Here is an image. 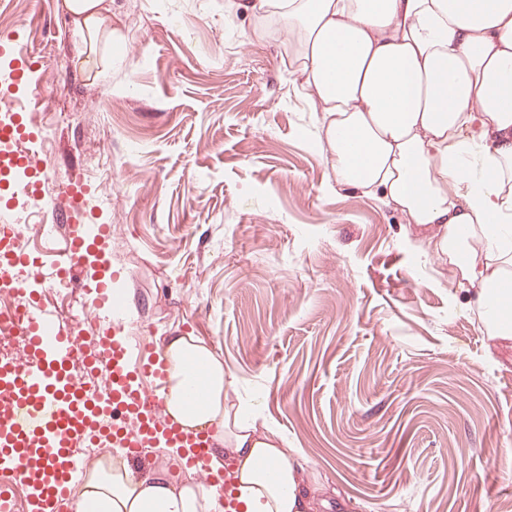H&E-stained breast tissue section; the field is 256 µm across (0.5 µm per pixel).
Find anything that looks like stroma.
Listing matches in <instances>:
<instances>
[{"label": "stroma", "mask_w": 512, "mask_h": 512, "mask_svg": "<svg viewBox=\"0 0 512 512\" xmlns=\"http://www.w3.org/2000/svg\"><path fill=\"white\" fill-rule=\"evenodd\" d=\"M241 0H110L86 44L63 0H0L58 190L112 227L123 328L210 344L259 430L298 452L313 512L512 504V341L381 200L338 187L284 40Z\"/></svg>", "instance_id": "obj_1"}]
</instances>
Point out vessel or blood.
I'll return each mask as SVG.
<instances>
[{
    "label": "vessel or blood",
    "instance_id": "b4317fda",
    "mask_svg": "<svg viewBox=\"0 0 512 512\" xmlns=\"http://www.w3.org/2000/svg\"><path fill=\"white\" fill-rule=\"evenodd\" d=\"M28 130L24 117L0 122V144H16L14 164L20 168L32 163L22 148ZM47 212L65 228L63 258L54 268L72 286L84 287L86 268L102 263L112 227L99 225L91 236L55 205ZM21 260L0 247V304L23 291L30 305L22 351L0 361V512H16L20 487L28 492L31 512H58L77 473L118 457L146 456L151 448L193 449L198 487L228 494L231 481L216 478L207 465L210 437L175 422L150 385V378L164 375L150 348L122 336L121 323L104 328L106 312L87 306L84 318L100 330L95 352L86 354V338L73 325L52 326L50 309L17 272ZM79 359L85 362L81 375L73 370Z\"/></svg>",
    "mask_w": 512,
    "mask_h": 512
}]
</instances>
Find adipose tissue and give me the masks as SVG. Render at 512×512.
<instances>
[{"mask_svg": "<svg viewBox=\"0 0 512 512\" xmlns=\"http://www.w3.org/2000/svg\"><path fill=\"white\" fill-rule=\"evenodd\" d=\"M321 112L337 185L379 197L447 263L487 335L512 339V0H244ZM168 411L209 429V466L239 474V512H309L277 433L226 408L224 362L195 336H169ZM200 399H193V392ZM75 512H224L223 498L174 486L163 469L92 473Z\"/></svg>", "mask_w": 512, "mask_h": 512, "instance_id": "obj_1", "label": "adipose tissue"}]
</instances>
